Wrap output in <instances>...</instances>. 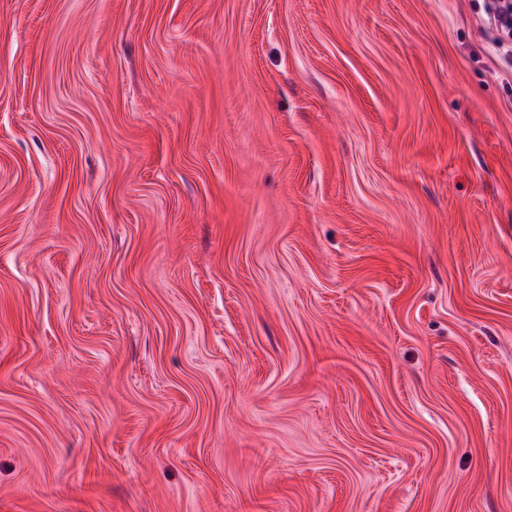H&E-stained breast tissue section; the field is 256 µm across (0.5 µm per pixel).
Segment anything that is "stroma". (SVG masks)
<instances>
[{"instance_id":"1","label":"stroma","mask_w":512,"mask_h":512,"mask_svg":"<svg viewBox=\"0 0 512 512\" xmlns=\"http://www.w3.org/2000/svg\"><path fill=\"white\" fill-rule=\"evenodd\" d=\"M495 0H0V512H512Z\"/></svg>"}]
</instances>
